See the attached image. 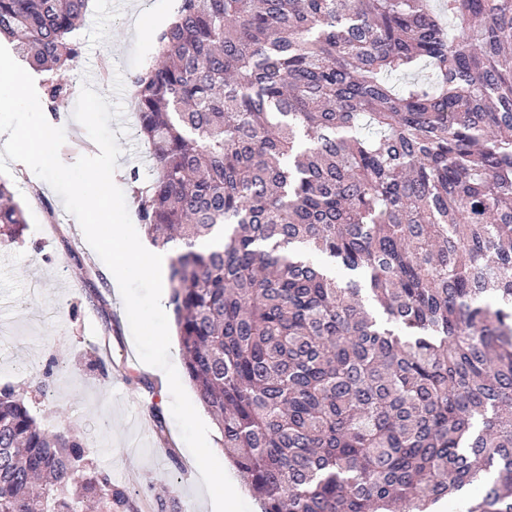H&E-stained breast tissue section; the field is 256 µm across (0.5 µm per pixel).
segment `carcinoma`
Wrapping results in <instances>:
<instances>
[{
    "label": "carcinoma",
    "mask_w": 512,
    "mask_h": 512,
    "mask_svg": "<svg viewBox=\"0 0 512 512\" xmlns=\"http://www.w3.org/2000/svg\"><path fill=\"white\" fill-rule=\"evenodd\" d=\"M89 2L0 0L54 104ZM155 41L138 219L261 512H512V0H180ZM84 457L0 387V512L129 504Z\"/></svg>",
    "instance_id": "1"
}]
</instances>
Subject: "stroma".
<instances>
[{
	"instance_id": "35a3bbf8",
	"label": "stroma",
	"mask_w": 512,
	"mask_h": 512,
	"mask_svg": "<svg viewBox=\"0 0 512 512\" xmlns=\"http://www.w3.org/2000/svg\"><path fill=\"white\" fill-rule=\"evenodd\" d=\"M134 3L119 11L114 0H91L75 34L82 72L95 74L98 92L107 97L118 73L124 95H132L133 76L158 60L153 30L177 7V0ZM148 10L153 17L145 27L138 18ZM76 102L69 97L53 119L66 130L70 164L98 152L72 118ZM134 122L128 112L110 122L122 148L115 183L127 195L134 189L131 173L144 181L152 174ZM10 170L7 181L27 224L15 244L0 249V384L26 396L44 429L76 434L87 468L111 471L113 483L140 501V512H207L171 412L163 411L159 425L151 416V406L171 395L159 383V368L140 361L105 264L49 184L23 163H11Z\"/></svg>"
}]
</instances>
